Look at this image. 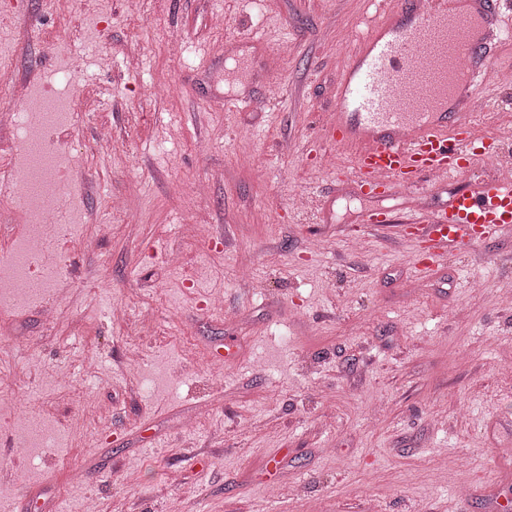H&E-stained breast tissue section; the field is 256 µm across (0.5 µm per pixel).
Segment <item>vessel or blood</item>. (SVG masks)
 <instances>
[{
  "mask_svg": "<svg viewBox=\"0 0 512 512\" xmlns=\"http://www.w3.org/2000/svg\"><path fill=\"white\" fill-rule=\"evenodd\" d=\"M503 2L471 0L463 10L453 0H387L337 86V111L358 122L324 128L325 142L353 152L337 182L390 198L498 153V137L480 133L474 121V92L490 45L512 38L501 24ZM410 222L427 248L415 265L425 275L449 248L512 224V180L454 193Z\"/></svg>",
  "mask_w": 512,
  "mask_h": 512,
  "instance_id": "obj_1",
  "label": "vessel or blood"
}]
</instances>
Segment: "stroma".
I'll use <instances>...</instances> for the list:
<instances>
[{
    "label": "stroma",
    "mask_w": 512,
    "mask_h": 512,
    "mask_svg": "<svg viewBox=\"0 0 512 512\" xmlns=\"http://www.w3.org/2000/svg\"><path fill=\"white\" fill-rule=\"evenodd\" d=\"M372 14L370 0H0V110L21 91L28 122L59 101L57 119H77L57 154L72 236L44 230L43 261L66 271L57 317L0 313V512L512 499V226L419 278L405 225L489 165L386 201L399 221L382 229L359 221L373 200L336 189L347 152L306 150ZM488 60L476 122L512 158V41ZM43 424L63 425L60 447H42Z\"/></svg>",
    "instance_id": "35a3bbf8"
}]
</instances>
